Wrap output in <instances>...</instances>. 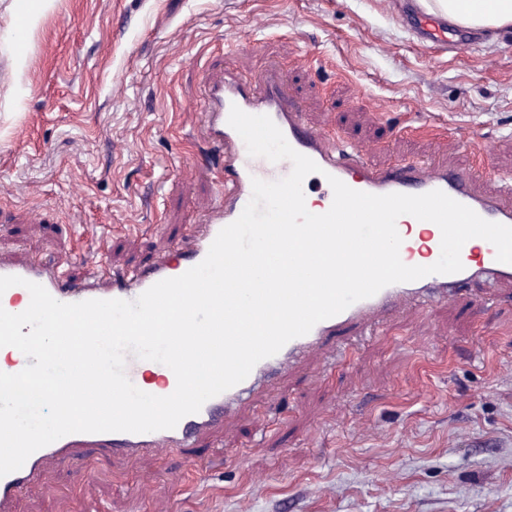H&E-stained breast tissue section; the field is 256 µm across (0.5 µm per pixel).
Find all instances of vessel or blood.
<instances>
[{
  "instance_id": "1",
  "label": "vessel or blood",
  "mask_w": 512,
  "mask_h": 512,
  "mask_svg": "<svg viewBox=\"0 0 512 512\" xmlns=\"http://www.w3.org/2000/svg\"><path fill=\"white\" fill-rule=\"evenodd\" d=\"M410 20L432 41L443 45L452 38L460 44L465 41L445 18L416 11ZM234 106L249 114L270 116L290 146L321 167L322 172L316 177L323 193L318 213L327 212L332 205L333 190L328 179L333 176L354 190L378 195H419L440 190L483 219L512 226L511 186L499 192H486L479 188L473 173L430 162L375 166L362 148L344 145L325 130L310 126L301 104L289 97L276 73H265L255 83L222 75L206 82L202 99L201 135L224 155V176L217 183V198L203 223L193 225L183 240L140 269L110 273L93 268L83 280L74 282L63 276L59 265L33 259L19 264L0 261V276H19L41 284L56 300L64 303L91 299L133 301L158 281L180 276L199 264L219 231L235 221L249 202L253 179L275 181L286 177L292 169L286 160L273 163L249 156L244 141L228 123L230 109ZM440 253L441 230L435 225L420 243L405 241L400 247L401 260L410 266L432 265ZM460 258L463 264L460 272L434 274L386 286L374 296L319 322L308 334L289 341L276 355L257 363L241 383L207 400L199 412L182 418L175 428L149 433H73L38 449L19 470L0 477V510L39 479L41 466L47 459L70 464L76 462L82 448H108L116 456L137 459L189 447L199 435L223 424L228 412L262 383L268 382L270 376L281 373L318 349L339 326L368 325L371 320L382 318L407 302L453 300L460 287L470 281L492 287L512 283V264L498 262L496 250L488 241H467Z\"/></svg>"
}]
</instances>
